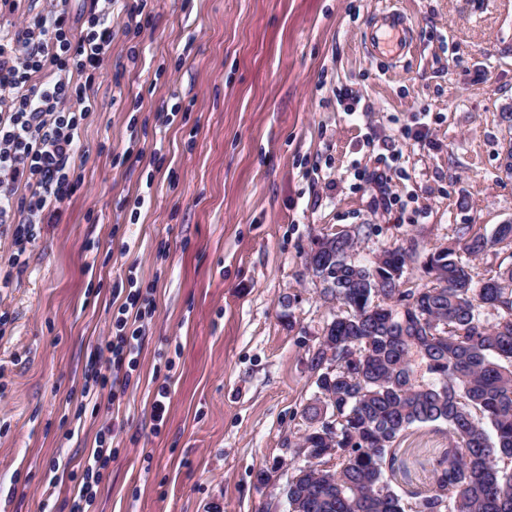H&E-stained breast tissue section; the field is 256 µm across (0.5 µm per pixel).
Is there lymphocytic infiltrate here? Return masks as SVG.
I'll list each match as a JSON object with an SVG mask.
<instances>
[{"instance_id": "1", "label": "lymphocytic infiltrate", "mask_w": 512, "mask_h": 512, "mask_svg": "<svg viewBox=\"0 0 512 512\" xmlns=\"http://www.w3.org/2000/svg\"><path fill=\"white\" fill-rule=\"evenodd\" d=\"M0 5L18 15L9 29H0V237L9 239L13 265L20 270L42 226L61 221L78 189L82 131L95 110L90 89L112 44L107 23L112 0H90L77 30L66 23V0L34 15L20 11L18 0ZM146 315L139 291L128 292L99 344L88 378L93 388L108 390L111 400L126 393L137 368L141 336L128 330V322ZM114 435L111 425L98 432L74 485L70 512H87L94 501Z\"/></svg>"}]
</instances>
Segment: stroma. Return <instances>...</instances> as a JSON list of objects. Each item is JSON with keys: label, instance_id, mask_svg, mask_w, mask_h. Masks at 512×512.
<instances>
[{"label": "stroma", "instance_id": "stroma-1", "mask_svg": "<svg viewBox=\"0 0 512 512\" xmlns=\"http://www.w3.org/2000/svg\"><path fill=\"white\" fill-rule=\"evenodd\" d=\"M133 3L112 7L83 185L0 288V512H68L47 462L78 471L112 422L91 512H288L307 347L334 310L304 266L312 237L402 248L420 288L429 253L512 221V0H147L127 30ZM389 5L410 32L395 60L369 44ZM131 282L152 309L140 380L93 401L88 364ZM448 444L413 426L394 489H430Z\"/></svg>", "mask_w": 512, "mask_h": 512}]
</instances>
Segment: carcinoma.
<instances>
[{
  "label": "carcinoma",
  "instance_id": "cac0c4a2",
  "mask_svg": "<svg viewBox=\"0 0 512 512\" xmlns=\"http://www.w3.org/2000/svg\"><path fill=\"white\" fill-rule=\"evenodd\" d=\"M356 232L335 234L313 268L340 303L326 324L336 345L333 384L321 379L323 343L308 348L316 393L304 408L306 444L324 464L336 458V483L294 469V512H512V266L478 277L458 250L478 259L512 249V222L491 236L459 240L430 255V284L405 288L399 248L364 263ZM410 324L402 328L403 314ZM336 411L331 441L319 436L318 404ZM444 423L452 446L425 492L398 494L397 440L412 425Z\"/></svg>",
  "mask_w": 512,
  "mask_h": 512
}]
</instances>
